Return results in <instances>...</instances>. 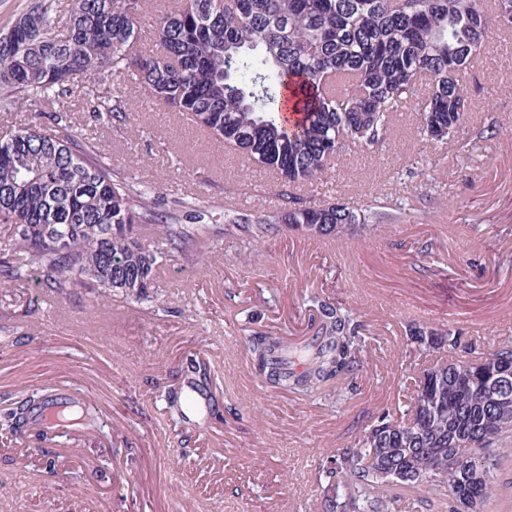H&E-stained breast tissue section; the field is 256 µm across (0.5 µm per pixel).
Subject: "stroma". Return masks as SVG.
Wrapping results in <instances>:
<instances>
[{
  "mask_svg": "<svg viewBox=\"0 0 512 512\" xmlns=\"http://www.w3.org/2000/svg\"><path fill=\"white\" fill-rule=\"evenodd\" d=\"M464 146L423 142L413 106L385 143L352 148L305 200L385 207L411 217L362 240L280 233L262 248L223 233L225 214L281 207V186L226 155L187 116L150 106L120 130L84 100L66 104L83 139L102 145L119 178H163L159 209L189 223L213 215L209 252L188 246L161 266L152 298L95 314L84 289L58 296L41 273L0 284V410L18 392L80 389L92 425L28 442L0 429V512H316L323 455L353 444L381 412L400 414L428 353L405 356L406 331L452 326L481 347L512 340V43L491 36L472 69ZM500 133L473 138L489 121ZM314 291L365 326L360 366L341 397L272 391L248 353L256 333H310ZM203 360L214 399L170 417L161 397L186 357Z\"/></svg>",
  "mask_w": 512,
  "mask_h": 512,
  "instance_id": "1",
  "label": "stroma"
}]
</instances>
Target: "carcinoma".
I'll return each instance as SVG.
<instances>
[{"mask_svg": "<svg viewBox=\"0 0 512 512\" xmlns=\"http://www.w3.org/2000/svg\"><path fill=\"white\" fill-rule=\"evenodd\" d=\"M146 0H73L63 21L36 3L0 36V92L19 103L61 102L83 89L98 120L121 119L143 102L184 112L236 155L277 174L285 187L324 179L353 146L372 150L394 114L416 101L423 136L459 143L470 111L467 75L490 34L512 28V0H184L158 18L160 51H132ZM144 89V100L112 95L102 74ZM428 81L416 98V81ZM283 206L253 218L226 216L224 231L253 246L283 230L339 242L377 227L378 213L342 204H310L282 193ZM0 224L13 227L0 250V281L30 271L60 295L91 294L97 310L140 303L158 260L177 261L208 227H188L156 210L151 190L112 176L98 144L80 142L71 113L15 130L0 141ZM150 234L153 248L140 242ZM311 338L248 340L268 386L294 393L341 395L359 367L362 330L351 309L313 293ZM421 351L448 348L425 367L404 416L383 412L351 446L319 463L321 512H393L404 494L442 488L471 510L493 494L495 472L512 453V393L490 387L512 376V342L471 361V342L448 327L409 328ZM52 391L25 395L4 413L20 436ZM170 414L185 417L190 395L167 388ZM487 451L486 470L470 463ZM382 469L401 480L384 484ZM427 480L417 484L415 477Z\"/></svg>", "mask_w": 512, "mask_h": 512, "instance_id": "carcinoma-1", "label": "carcinoma"}]
</instances>
